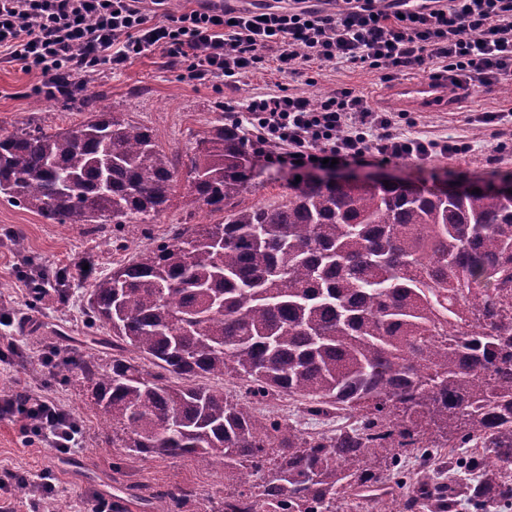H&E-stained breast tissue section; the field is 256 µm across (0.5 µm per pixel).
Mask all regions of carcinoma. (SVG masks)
<instances>
[{
  "label": "carcinoma",
  "instance_id": "1",
  "mask_svg": "<svg viewBox=\"0 0 512 512\" xmlns=\"http://www.w3.org/2000/svg\"><path fill=\"white\" fill-rule=\"evenodd\" d=\"M248 157L229 125L196 140L187 204L221 220L179 224L94 278L87 312L107 335L57 373L94 386L90 409L135 454L231 474L239 490L217 512H336L354 487L398 512L374 472L400 468L396 448L498 461L449 457L476 480L422 485L429 512L512 502V195L303 176L281 203L248 204ZM177 176L120 112L0 134V195L51 224H153ZM67 282L55 274L58 304ZM227 375L250 397L297 396L312 417L355 423L326 435L260 418L224 393Z\"/></svg>",
  "mask_w": 512,
  "mask_h": 512
}]
</instances>
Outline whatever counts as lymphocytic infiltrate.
<instances>
[{
    "instance_id": "obj_1",
    "label": "lymphocytic infiltrate",
    "mask_w": 512,
    "mask_h": 512,
    "mask_svg": "<svg viewBox=\"0 0 512 512\" xmlns=\"http://www.w3.org/2000/svg\"><path fill=\"white\" fill-rule=\"evenodd\" d=\"M163 0H0V50L22 70L38 71L37 92L76 96L88 74L118 70L161 51L181 79L230 89L252 70L274 65L314 84L321 71L348 63L384 81L423 71L448 84L455 99L512 81V0H289L273 9L225 4L157 19ZM264 163L297 175L471 151L466 137L414 136L397 113L360 90L341 87L320 100L284 89L224 104ZM20 420L26 446L62 453L79 447V415L44 389L0 395V418ZM27 499L0 497V512H51L49 471L33 477Z\"/></svg>"
}]
</instances>
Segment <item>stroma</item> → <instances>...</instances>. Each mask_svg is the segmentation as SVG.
<instances>
[{
	"mask_svg": "<svg viewBox=\"0 0 512 512\" xmlns=\"http://www.w3.org/2000/svg\"><path fill=\"white\" fill-rule=\"evenodd\" d=\"M39 81L37 72L23 71L20 65L0 59V129L68 128L88 120L93 113L114 110L154 130L160 146L178 161V180L182 183L188 178L186 154L204 131L223 120L225 96L242 102L251 93L281 86L303 88L310 96L318 97L338 87H354L378 106L394 111L399 108L388 93V84L377 73L346 63L327 68L310 87L305 86L302 77L262 71L243 78L232 94L224 88L181 80L178 69L159 51L133 59L123 70L97 73L84 82L74 100L38 97L34 88ZM510 107L512 93L498 87L471 93L456 112L444 103L426 110H407L405 117L413 121L415 132L471 137L472 152L453 158L354 166L350 172L361 178L391 176L423 188L442 187L461 176L483 184L492 181L494 173H512V153L504 155L496 169H489L486 158L494 154V142L465 122L466 116ZM292 178L288 170L254 161L252 183L256 190L248 198L278 203ZM215 221V216L204 211L190 210L178 191L157 223L127 226V248L117 251L112 247V225L91 233L81 224H48L42 217L0 198V303L9 304L16 314L28 318L41 336L32 344L19 338L14 327L0 325V338L12 339L28 358L24 364L10 363L11 383L21 390L36 379L47 378L50 393L82 417L86 431L79 448L61 455L48 446L32 450L24 447L18 421L0 419V470L33 473L52 469L58 496L76 504L81 496L100 494L111 498L120 512H212L225 494L235 490L232 476L208 459L132 455L114 439L111 427L89 410L90 386L57 378L50 363L52 356L62 357L69 349L84 347L91 334L84 313L87 284L76 276L79 266L90 264L105 274L115 263L155 246L171 226ZM59 271L73 274L72 297L64 306L53 300L51 289H44L38 296L32 291V283L40 275L51 277ZM250 407L261 417L299 421L301 428L311 433H330L343 424L333 415L313 419L303 416L301 401L286 396L254 401ZM175 484L195 493L194 499L180 509L174 508L165 495Z\"/></svg>",
	"mask_w": 512,
	"mask_h": 512,
	"instance_id": "obj_1",
	"label": "stroma"
}]
</instances>
